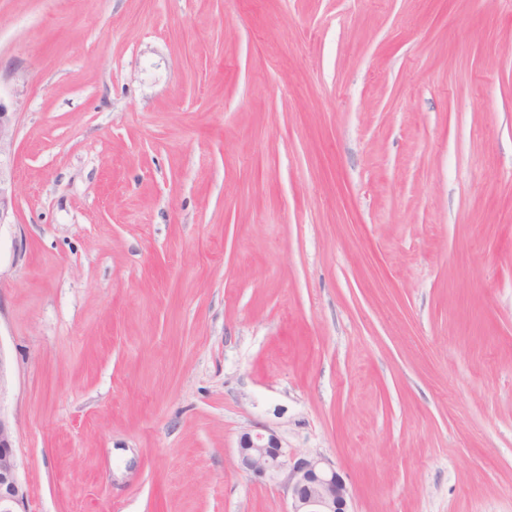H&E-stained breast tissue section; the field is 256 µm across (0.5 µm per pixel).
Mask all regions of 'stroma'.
Listing matches in <instances>:
<instances>
[{
	"instance_id": "35a3bbf8",
	"label": "stroma",
	"mask_w": 512,
	"mask_h": 512,
	"mask_svg": "<svg viewBox=\"0 0 512 512\" xmlns=\"http://www.w3.org/2000/svg\"><path fill=\"white\" fill-rule=\"evenodd\" d=\"M26 512H512V0H0ZM242 469L264 478L285 475L289 512H351L343 477L318 457L296 458L273 434L245 432L237 448Z\"/></svg>"
}]
</instances>
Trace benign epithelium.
Wrapping results in <instances>:
<instances>
[{
  "mask_svg": "<svg viewBox=\"0 0 512 512\" xmlns=\"http://www.w3.org/2000/svg\"><path fill=\"white\" fill-rule=\"evenodd\" d=\"M16 137L15 113L0 102V225L12 223L15 189L8 169ZM10 372L0 353V512H19L26 491L18 475L15 441L18 425L5 411L3 396ZM242 469L264 478L285 476L289 512H349L350 492L343 477L318 457H295L272 433H244L237 448Z\"/></svg>",
  "mask_w": 512,
  "mask_h": 512,
  "instance_id": "obj_1",
  "label": "benign epithelium"
}]
</instances>
